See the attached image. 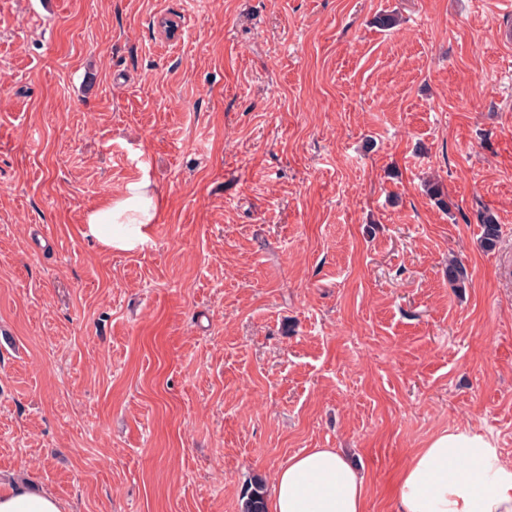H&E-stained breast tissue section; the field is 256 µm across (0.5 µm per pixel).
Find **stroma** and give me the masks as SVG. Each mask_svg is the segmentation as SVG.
<instances>
[{
    "mask_svg": "<svg viewBox=\"0 0 512 512\" xmlns=\"http://www.w3.org/2000/svg\"><path fill=\"white\" fill-rule=\"evenodd\" d=\"M507 31L499 0H0V477L243 512L340 448L395 512L436 434L512 460ZM144 178V248L85 235ZM481 244L484 249L493 250L498 245L501 238V225L497 219L490 213L480 216Z\"/></svg>",
    "mask_w": 512,
    "mask_h": 512,
    "instance_id": "35a3bbf8",
    "label": "stroma"
}]
</instances>
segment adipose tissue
<instances>
[{
	"instance_id": "obj_1",
	"label": "adipose tissue",
	"mask_w": 512,
	"mask_h": 512,
	"mask_svg": "<svg viewBox=\"0 0 512 512\" xmlns=\"http://www.w3.org/2000/svg\"><path fill=\"white\" fill-rule=\"evenodd\" d=\"M157 221L149 180L90 211L86 235L110 249L133 251L149 240ZM268 512H366L362 475L335 448L293 455L276 473ZM0 512H63L58 499L31 483L0 481ZM397 512H512V461L503 460L484 435H435L400 474Z\"/></svg>"
}]
</instances>
